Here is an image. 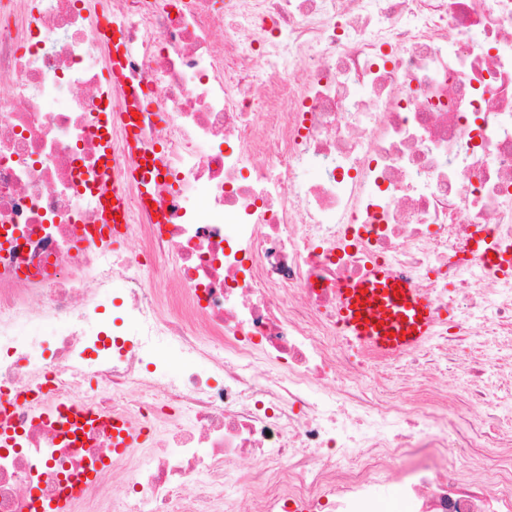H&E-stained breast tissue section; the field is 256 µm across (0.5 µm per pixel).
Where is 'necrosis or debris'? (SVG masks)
<instances>
[{"instance_id": "1", "label": "necrosis or debris", "mask_w": 512, "mask_h": 512, "mask_svg": "<svg viewBox=\"0 0 512 512\" xmlns=\"http://www.w3.org/2000/svg\"><path fill=\"white\" fill-rule=\"evenodd\" d=\"M3 75L0 512H383L393 471L418 512H512L485 383L512 374V273L470 252L512 239V0H0ZM130 144L166 168L153 203L125 182L120 252L102 198ZM376 263L436 309L401 381L465 376L470 416L427 382L418 411L384 400L342 338L336 289ZM116 418L142 454L114 452ZM474 446L478 484L448 460Z\"/></svg>"}]
</instances>
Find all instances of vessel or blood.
I'll use <instances>...</instances> for the list:
<instances>
[{
	"label": "vessel or blood",
	"mask_w": 512,
	"mask_h": 512,
	"mask_svg": "<svg viewBox=\"0 0 512 512\" xmlns=\"http://www.w3.org/2000/svg\"><path fill=\"white\" fill-rule=\"evenodd\" d=\"M160 155H132L128 174L139 180L161 173ZM110 213L117 219L106 227L113 244L125 239V227L119 218L125 213L124 192L120 181L112 183ZM483 266L493 270L512 269V239L488 243L478 235L472 244ZM339 323L344 335L360 348L377 357L396 358L417 348L434 328L431 299L413 283L395 276L384 267L373 268L364 279L347 283L339 290Z\"/></svg>",
	"instance_id": "b4317fda"
}]
</instances>
